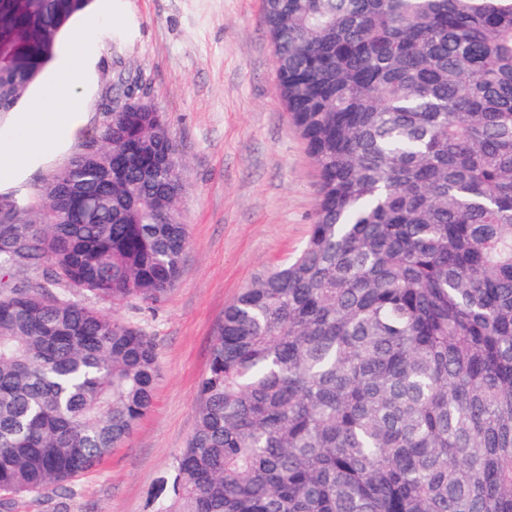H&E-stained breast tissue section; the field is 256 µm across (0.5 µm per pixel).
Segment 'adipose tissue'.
Returning a JSON list of instances; mask_svg holds the SVG:
<instances>
[{
	"mask_svg": "<svg viewBox=\"0 0 512 512\" xmlns=\"http://www.w3.org/2000/svg\"><path fill=\"white\" fill-rule=\"evenodd\" d=\"M92 64L69 50L61 66L53 97L28 112L16 113L10 125L0 128V187L10 185L34 156H43L71 143L85 123L86 104L81 91Z\"/></svg>",
	"mask_w": 512,
	"mask_h": 512,
	"instance_id": "adipose-tissue-1",
	"label": "adipose tissue"
}]
</instances>
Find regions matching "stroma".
<instances>
[{"label": "stroma", "instance_id": "35a3bbf8", "mask_svg": "<svg viewBox=\"0 0 512 512\" xmlns=\"http://www.w3.org/2000/svg\"><path fill=\"white\" fill-rule=\"evenodd\" d=\"M83 53L96 58L88 121L64 150L33 160L12 190L39 194L84 151L105 105L126 88L168 124L184 163L177 219L189 245L178 282L149 308L74 291L150 336L158 363L151 412L65 488L21 495L10 512H153L196 425L198 386L224 310L305 246L318 172L276 93L263 0H99Z\"/></svg>", "mask_w": 512, "mask_h": 512}]
</instances>
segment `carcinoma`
<instances>
[{"label": "carcinoma", "instance_id": "1", "mask_svg": "<svg viewBox=\"0 0 512 512\" xmlns=\"http://www.w3.org/2000/svg\"><path fill=\"white\" fill-rule=\"evenodd\" d=\"M88 3L0 0L1 116ZM263 19L316 205L301 254L224 310L154 512H512V0H264ZM184 191L137 101L38 196L0 194V506L150 411V337L69 293L160 302Z\"/></svg>", "mask_w": 512, "mask_h": 512}]
</instances>
